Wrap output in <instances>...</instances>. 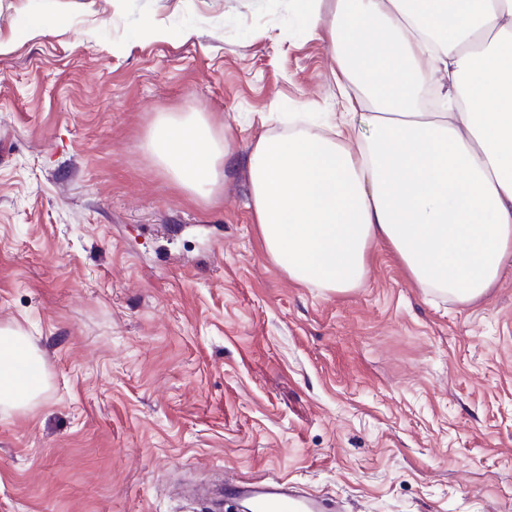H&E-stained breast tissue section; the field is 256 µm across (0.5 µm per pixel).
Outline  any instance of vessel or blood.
Instances as JSON below:
<instances>
[{"mask_svg":"<svg viewBox=\"0 0 512 512\" xmlns=\"http://www.w3.org/2000/svg\"><path fill=\"white\" fill-rule=\"evenodd\" d=\"M228 498L242 502L245 512H343L336 501L298 494L280 480L236 477L216 481L214 505L223 506Z\"/></svg>","mask_w":512,"mask_h":512,"instance_id":"obj_1","label":"vessel or blood"}]
</instances>
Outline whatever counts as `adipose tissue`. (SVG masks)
I'll list each match as a JSON object with an SVG mask.
<instances>
[{
  "mask_svg": "<svg viewBox=\"0 0 512 512\" xmlns=\"http://www.w3.org/2000/svg\"><path fill=\"white\" fill-rule=\"evenodd\" d=\"M336 62L342 113L259 137L247 155L269 259L314 288L357 287L372 246L412 281L474 303L512 266V0H295ZM148 149L207 199L236 159L200 112L164 114ZM29 336L0 329V405L44 391Z\"/></svg>",
  "mask_w": 512,
  "mask_h": 512,
  "instance_id": "ef3b65f1",
  "label": "adipose tissue"
}]
</instances>
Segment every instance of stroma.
Returning <instances> with one entry per match:
<instances>
[{"label": "stroma", "instance_id": "35a3bbf8", "mask_svg": "<svg viewBox=\"0 0 512 512\" xmlns=\"http://www.w3.org/2000/svg\"><path fill=\"white\" fill-rule=\"evenodd\" d=\"M40 14L65 23L18 33ZM0 37V328L47 376L0 407V512H192L172 485L220 471L345 512H512V267L475 305L382 246L358 288L304 287L244 170L204 200L145 147L201 112L242 160L336 109L292 0H0Z\"/></svg>", "mask_w": 512, "mask_h": 512}]
</instances>
